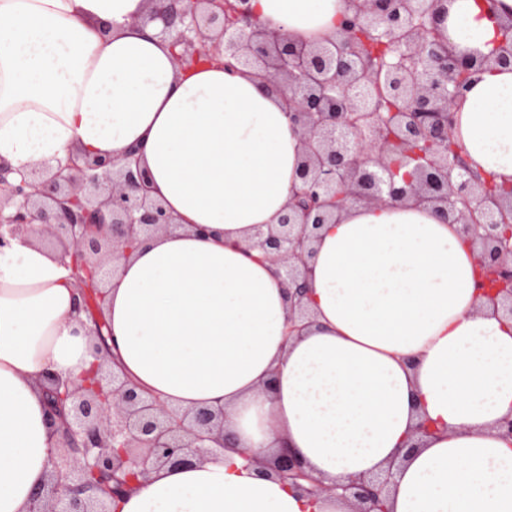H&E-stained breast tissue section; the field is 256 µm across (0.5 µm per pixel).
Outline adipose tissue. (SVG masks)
<instances>
[{"instance_id":"adipose-tissue-1","label":"adipose tissue","mask_w":512,"mask_h":512,"mask_svg":"<svg viewBox=\"0 0 512 512\" xmlns=\"http://www.w3.org/2000/svg\"><path fill=\"white\" fill-rule=\"evenodd\" d=\"M457 51L490 53L512 0H446ZM153 0H0V159L68 153L141 160L175 229L117 263L103 331L122 372L182 410L221 407L227 449L162 469L116 512H351L259 475L241 457L296 451L336 484L389 468L390 512H512V319L477 300V254L429 209L352 203L322 225L309 263L311 323L288 332L285 286L255 233L298 184L301 133L256 74L186 69L145 16ZM268 30L335 37L347 0H250ZM454 135L474 172L512 184V69L482 67ZM206 227L197 234L195 225ZM42 226L0 250V512H27L55 439L44 372L78 378L93 325L69 259ZM432 427L411 447L419 425Z\"/></svg>"}]
</instances>
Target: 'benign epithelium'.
<instances>
[{
    "instance_id": "benign-epithelium-1",
    "label": "benign epithelium",
    "mask_w": 512,
    "mask_h": 512,
    "mask_svg": "<svg viewBox=\"0 0 512 512\" xmlns=\"http://www.w3.org/2000/svg\"><path fill=\"white\" fill-rule=\"evenodd\" d=\"M144 19L163 22L177 64L201 57L262 73L288 95V119L303 131L301 182L280 222L256 232V247L280 264L288 293V333L308 318L312 242L350 202L409 203L444 215L478 250V289L512 318V190L492 192L462 152H448L452 107L478 66H512L511 37L491 57L459 56L438 35L442 0H349L336 39L310 45L263 28L249 0H155ZM407 148L398 177L394 148ZM0 160V249L41 224L51 249L70 257L80 283L78 309L95 327L94 361L78 381L44 375L47 421L61 423L50 478L31 512H114L112 500L164 467H191L224 449V409L182 411L108 365L103 283L115 256L174 224L148 190L140 148L119 159L70 154L57 169L10 180ZM12 207L5 212L6 207ZM260 473L316 497L338 492L355 512H389L392 469L326 485L290 451L268 460L241 452Z\"/></svg>"
}]
</instances>
